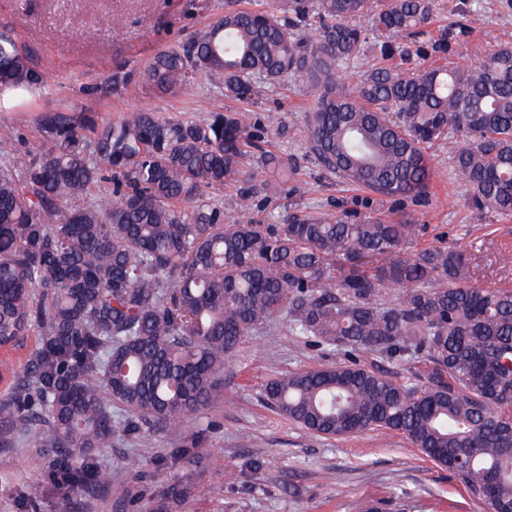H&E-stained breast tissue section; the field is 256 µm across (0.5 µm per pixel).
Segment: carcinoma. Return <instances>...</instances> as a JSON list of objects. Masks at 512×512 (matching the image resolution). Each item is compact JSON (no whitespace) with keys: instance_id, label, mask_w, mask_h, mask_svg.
I'll return each mask as SVG.
<instances>
[{"instance_id":"carcinoma-1","label":"carcinoma","mask_w":512,"mask_h":512,"mask_svg":"<svg viewBox=\"0 0 512 512\" xmlns=\"http://www.w3.org/2000/svg\"><path fill=\"white\" fill-rule=\"evenodd\" d=\"M438 0H278L233 10L140 72L162 94L192 73L252 99L288 75L310 82L308 130L319 163L384 198L426 193L427 150L448 143L473 205L512 215V45L476 66L450 60L468 34L431 35ZM367 18L381 56L364 67ZM311 18L316 38L300 35ZM436 56L444 63L414 67ZM361 70L352 87L337 74ZM46 85L26 45L0 31V90ZM41 149L0 158V346L31 331L41 347L0 430L45 423L47 447L84 472L132 417L183 425L216 396L242 339L276 319L340 359L278 375L268 406L306 430L398 431L448 469L488 512H512V290L469 285L473 258L421 246L405 221L289 215L278 224L224 215L208 193L247 182L259 153L280 192L285 163L231 113L173 123L148 110L104 122L95 112L39 115ZM420 365L403 382L356 353ZM129 414L112 420L109 405Z\"/></svg>"}]
</instances>
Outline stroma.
I'll list each match as a JSON object with an SVG mask.
<instances>
[{
    "label": "stroma",
    "instance_id": "obj_1",
    "mask_svg": "<svg viewBox=\"0 0 512 512\" xmlns=\"http://www.w3.org/2000/svg\"><path fill=\"white\" fill-rule=\"evenodd\" d=\"M261 0H0V30L32 50L48 83L23 107L0 114L17 131L15 149L40 147L36 119L43 112L88 108L103 119L147 109L185 122L215 111L238 114L265 147L290 164L277 197L255 195L249 215L261 224L284 217L404 220L421 227L420 244L456 246L476 256L475 287L512 289V217L477 210L452 175L447 145L430 148L433 177L423 197L381 200L327 172L309 148L308 116L314 97L288 76L249 100L225 97L222 87L194 75L183 89L163 95L131 78L117 90L105 84L115 68L138 71L153 56L178 48L224 11L253 9ZM474 12L456 61L470 65L512 43V0H439L434 28L446 27L461 9ZM40 345L29 335L0 348V399L11 396ZM322 350L289 336L276 321L246 336L220 378V391L192 417L196 445L179 427L144 426L113 438L97 454L111 487L77 491L59 483L45 456L47 429L28 425L0 434V451L12 457L0 470V512H365L369 504L402 498L411 512H488L464 488L413 448L399 432L370 430L349 437L313 434L262 400L273 376L331 363ZM224 457L223 469L208 466ZM233 480H226V472Z\"/></svg>",
    "mask_w": 512,
    "mask_h": 512
}]
</instances>
